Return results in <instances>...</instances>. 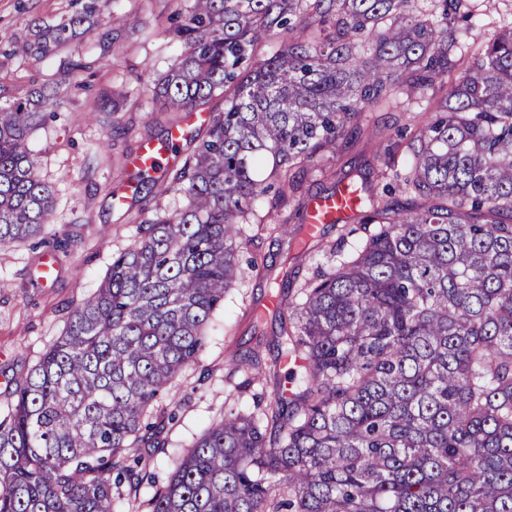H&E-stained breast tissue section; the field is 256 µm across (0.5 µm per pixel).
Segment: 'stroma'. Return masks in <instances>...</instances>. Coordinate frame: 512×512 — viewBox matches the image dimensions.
Returning <instances> with one entry per match:
<instances>
[{"instance_id": "35a3bbf8", "label": "stroma", "mask_w": 512, "mask_h": 512, "mask_svg": "<svg viewBox=\"0 0 512 512\" xmlns=\"http://www.w3.org/2000/svg\"><path fill=\"white\" fill-rule=\"evenodd\" d=\"M97 8L99 25L79 32L63 50L24 64L0 54V104L36 83L62 100L56 118L31 134L29 146L40 177L55 189L43 235L69 242L67 251L54 255L58 276L49 285L33 275L43 249L27 241L0 248V409L61 335L72 309L98 288L113 254L134 244L140 220L186 203L183 195L164 192L159 184L150 190L128 187L130 157L143 142L161 146L169 135L168 114L152 111L150 100L158 77L183 51L169 33L172 0H97ZM76 9V0H0V39L26 33L32 21L51 22ZM132 11L143 20L135 29L126 24ZM106 33L117 41L105 54L100 41ZM78 55L95 62L86 90L77 88L66 67L67 59ZM118 88L129 92L121 112L102 111ZM344 164L360 170L372 186L382 183L386 171L375 143L350 135L329 172L309 173L306 187L314 193L330 187V171ZM255 210L266 221L242 225L240 243L257 270L225 295L205 349L175 376L153 411L154 419L165 423V444L150 460L159 481L167 480L191 442L224 411H253V395L262 386L242 389L247 374L234 370L230 360L254 351L267 369L287 342L280 318L270 314L255 322V307L280 293L300 303L305 280L327 264L320 251L298 257L297 226L286 221L292 205L275 209L264 196Z\"/></svg>"}]
</instances>
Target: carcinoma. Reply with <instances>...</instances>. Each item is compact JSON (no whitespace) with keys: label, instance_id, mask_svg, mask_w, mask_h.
<instances>
[{"label":"carcinoma","instance_id":"1","mask_svg":"<svg viewBox=\"0 0 512 512\" xmlns=\"http://www.w3.org/2000/svg\"><path fill=\"white\" fill-rule=\"evenodd\" d=\"M501 0H189L160 112L224 111L96 291L0 415V512H512V21L470 57L458 22ZM94 0L11 39L26 61L93 23ZM281 49L262 54L273 35ZM460 77L451 80L455 71ZM427 102L400 183L360 195L373 224L292 306L291 393L212 423L166 483L141 455L172 379L197 360L224 295L247 275L239 225L277 184L306 223L293 169L336 155L364 112ZM57 105L41 86L0 105V247L42 233L54 188L29 150ZM406 196L398 207L388 197Z\"/></svg>","mask_w":512,"mask_h":512}]
</instances>
